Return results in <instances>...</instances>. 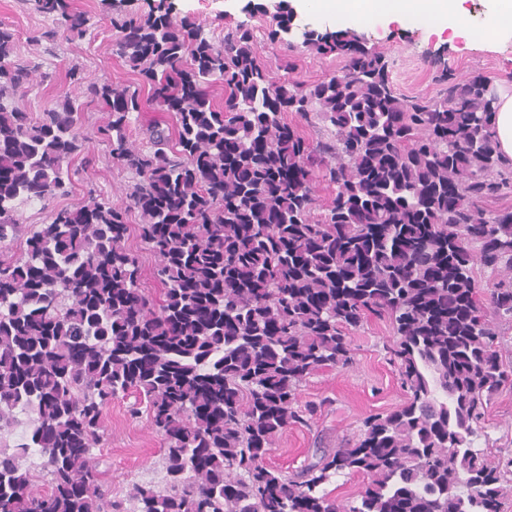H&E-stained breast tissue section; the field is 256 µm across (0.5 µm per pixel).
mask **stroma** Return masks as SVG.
I'll use <instances>...</instances> for the list:
<instances>
[{
    "label": "stroma",
    "instance_id": "1",
    "mask_svg": "<svg viewBox=\"0 0 512 512\" xmlns=\"http://www.w3.org/2000/svg\"><path fill=\"white\" fill-rule=\"evenodd\" d=\"M171 3L176 18L207 23L218 34L226 19H240L244 0H171ZM490 4L491 0H465L473 25L463 36L448 30L436 34L431 23L411 16L392 23L375 17L366 25L354 28L343 15L332 17L303 11L295 14L293 29L298 33L355 29L369 44L385 52L400 94L433 97L440 86L434 79L435 70L430 61L438 55L460 75L486 78L497 86L512 85V33L507 31L491 39L482 28ZM72 5L89 15V29L82 39L59 41L51 51L42 53L44 82L14 98L16 106L32 115H41L54 107L68 86L66 72L72 67L87 78L111 77L131 85L136 82L129 67L112 53L113 33L100 20V0H72ZM0 23L14 29L18 38L16 54L24 61L32 56L30 36L48 27L50 21L35 11L30 0H0ZM255 25L261 61L272 71H280L283 61L289 60L294 64L290 78L312 83L342 65L341 59L333 56L322 57L302 49L292 52L282 44L270 42L263 18H256ZM105 119V113L98 108L86 109L83 130L92 136L88 149L95 163L86 169L81 162H73L72 192L67 199H55V206L81 202L91 188L107 199L113 187L129 183V174L113 163L106 145L93 137ZM388 334L385 322L370 319L353 336L356 359L353 369L324 370L307 379L301 388V402H319L323 409L312 427H290L279 448L268 457V464L285 471L294 470L312 457L318 442H331L339 434L358 439L367 416L387 413L402 403L398 371L383 348ZM130 404V399L125 398L113 401L106 408L110 438L106 448L99 452L100 467L105 470L113 492L120 494L132 482L143 480L145 471L154 469L160 457L159 435L146 418H130ZM486 433L490 446L512 454V391L503 392L491 404Z\"/></svg>",
    "mask_w": 512,
    "mask_h": 512
}]
</instances>
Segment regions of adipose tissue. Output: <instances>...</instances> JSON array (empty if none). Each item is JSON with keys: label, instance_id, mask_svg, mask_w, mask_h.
I'll return each mask as SVG.
<instances>
[{"label": "adipose tissue", "instance_id": "1", "mask_svg": "<svg viewBox=\"0 0 512 512\" xmlns=\"http://www.w3.org/2000/svg\"><path fill=\"white\" fill-rule=\"evenodd\" d=\"M304 11H343L354 23L363 24L374 16L396 21L405 16L437 20L439 29L461 35L468 31L470 20L464 0H297Z\"/></svg>", "mask_w": 512, "mask_h": 512}]
</instances>
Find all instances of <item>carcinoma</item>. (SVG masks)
<instances>
[{
    "mask_svg": "<svg viewBox=\"0 0 512 512\" xmlns=\"http://www.w3.org/2000/svg\"><path fill=\"white\" fill-rule=\"evenodd\" d=\"M103 2L112 53L139 87L71 68L39 119L9 99L46 75L0 25V428L18 407L36 414L30 444L0 448V512H501L512 456L478 441L512 386V207L487 208L512 193V164L484 80L441 62L437 96L404 99L383 51L307 30L301 47L346 64L305 84L260 60L257 14L270 41L295 48L282 3H247L216 39L167 0L141 14ZM34 9L53 23L36 48L89 28L71 0ZM147 99L173 124L146 130L145 149L128 128ZM93 103L132 183L21 222L17 203L69 194L63 167L86 150ZM317 121L310 140L302 127ZM134 214L158 301L128 246ZM478 267L497 275L484 297ZM371 317L391 328L404 402L367 417L354 443L338 437L291 472L268 465L283 432L321 411L300 404L303 382L352 367ZM129 393L131 415L162 436L165 475L114 495L93 450L104 410ZM344 472L367 478L351 501L323 488Z\"/></svg>",
    "mask_w": 512,
    "mask_h": 512,
    "instance_id": "1",
    "label": "carcinoma"
}]
</instances>
